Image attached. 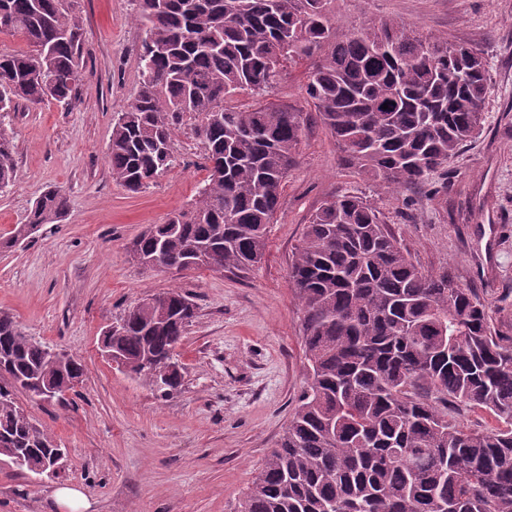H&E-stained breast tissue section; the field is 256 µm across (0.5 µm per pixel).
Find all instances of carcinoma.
Masks as SVG:
<instances>
[{
	"mask_svg": "<svg viewBox=\"0 0 512 512\" xmlns=\"http://www.w3.org/2000/svg\"><path fill=\"white\" fill-rule=\"evenodd\" d=\"M328 0H138L143 80L112 124V180L144 192L174 162L173 131L193 121L205 148L192 206L132 243L137 257L193 259L195 269L241 276L265 253L267 226L303 134L302 113L226 100L263 94L286 62L313 59L305 93L344 162L393 189L425 186L481 129L488 75L481 52L423 38L396 21L345 32ZM30 48L0 53V112L17 101L69 103L78 25L66 0H0V21ZM51 77L46 84L41 77ZM388 108H383V105ZM14 145L0 132V190L15 179ZM66 192L49 188L7 251L61 221ZM302 313L308 377L238 512H512V340L448 267L426 270L386 229L379 209L350 193L311 216L289 266ZM196 305L177 289L148 295L103 338L127 375L175 349ZM0 449L38 460L55 448L17 404L12 380L84 375L62 370L44 345L0 312ZM485 411L498 425L462 427L452 411Z\"/></svg>",
	"mask_w": 512,
	"mask_h": 512,
	"instance_id": "cac0c4a2",
	"label": "carcinoma"
}]
</instances>
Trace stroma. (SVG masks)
I'll list each match as a JSON object with an SVG mask.
<instances>
[{"mask_svg": "<svg viewBox=\"0 0 512 512\" xmlns=\"http://www.w3.org/2000/svg\"><path fill=\"white\" fill-rule=\"evenodd\" d=\"M79 23L72 104H18L0 113L15 144L13 186L0 192V236L25 223L48 188L70 198L65 218L0 251V311L35 341L80 361L66 403L18 396L66 449L62 477L0 466V512H67L53 492L83 493L85 512H237L276 447L306 378L301 312L288 263L311 214L341 190L374 202L427 269L451 267L512 336V0H331L341 28L394 20L432 38L478 47L490 74L478 137L430 187L398 193L344 165L306 99V66L286 68L266 101L300 109L303 140L267 228L262 263L246 278L139 265L128 251L146 227L187 207L207 176L204 148L183 125L175 163L131 195L109 172L112 123L142 83L145 30L136 0H68ZM176 288L196 316L177 347L183 385L164 394L113 368L101 336L146 295Z\"/></svg>", "mask_w": 512, "mask_h": 512, "instance_id": "stroma-1", "label": "stroma"}]
</instances>
